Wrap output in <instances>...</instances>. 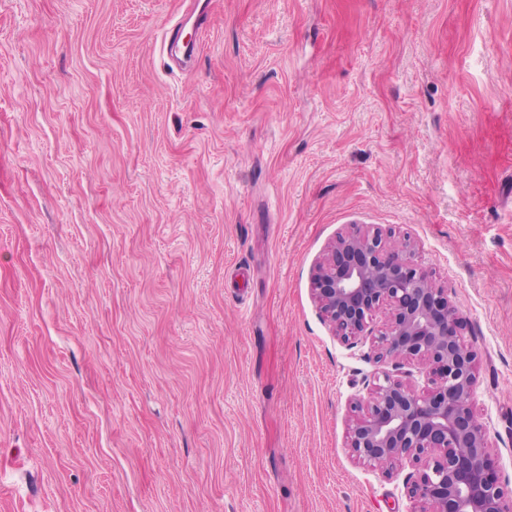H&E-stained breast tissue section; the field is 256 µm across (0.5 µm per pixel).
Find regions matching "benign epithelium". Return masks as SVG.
I'll return each instance as SVG.
<instances>
[{
	"instance_id": "obj_1",
	"label": "benign epithelium",
	"mask_w": 512,
	"mask_h": 512,
	"mask_svg": "<svg viewBox=\"0 0 512 512\" xmlns=\"http://www.w3.org/2000/svg\"><path fill=\"white\" fill-rule=\"evenodd\" d=\"M415 255L408 237L353 227L336 236L312 273L320 312L339 340L352 344L384 309L383 355L430 376L426 393L385 374L354 398L349 455L389 477L411 464L406 486L415 512H512V490L474 409L477 355L461 340L452 301Z\"/></svg>"
}]
</instances>
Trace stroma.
<instances>
[{
    "mask_svg": "<svg viewBox=\"0 0 512 512\" xmlns=\"http://www.w3.org/2000/svg\"><path fill=\"white\" fill-rule=\"evenodd\" d=\"M0 0V512H414L354 463L403 369L311 273L417 244L512 480V0Z\"/></svg>",
    "mask_w": 512,
    "mask_h": 512,
    "instance_id": "35a3bbf8",
    "label": "stroma"
}]
</instances>
